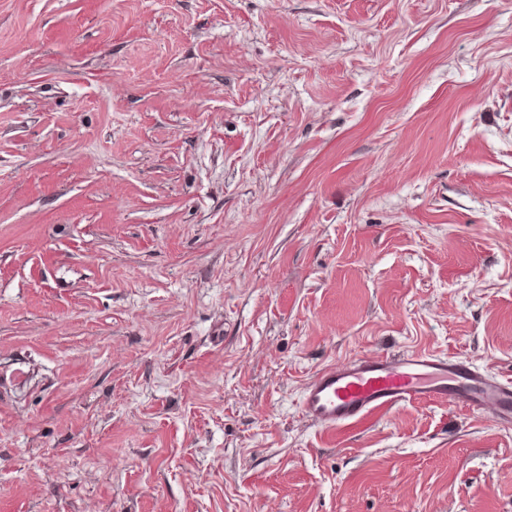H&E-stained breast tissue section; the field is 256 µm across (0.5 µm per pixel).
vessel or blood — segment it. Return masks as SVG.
Instances as JSON below:
<instances>
[{"mask_svg":"<svg viewBox=\"0 0 512 512\" xmlns=\"http://www.w3.org/2000/svg\"><path fill=\"white\" fill-rule=\"evenodd\" d=\"M427 398L488 408L512 423L511 378L490 377L464 361L426 351L329 366L306 385L301 410L314 424L335 429Z\"/></svg>","mask_w":512,"mask_h":512,"instance_id":"b4317fda","label":"vessel or blood"}]
</instances>
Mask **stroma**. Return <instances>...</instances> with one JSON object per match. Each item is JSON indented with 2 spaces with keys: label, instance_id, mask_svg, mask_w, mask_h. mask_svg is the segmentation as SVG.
Wrapping results in <instances>:
<instances>
[{
  "label": "stroma",
  "instance_id": "1",
  "mask_svg": "<svg viewBox=\"0 0 512 512\" xmlns=\"http://www.w3.org/2000/svg\"><path fill=\"white\" fill-rule=\"evenodd\" d=\"M512 0H0V512H512ZM427 398L488 408L512 423L511 378L489 377L464 361L426 351L329 366L306 385L301 410L317 426L335 429Z\"/></svg>",
  "mask_w": 512,
  "mask_h": 512
}]
</instances>
